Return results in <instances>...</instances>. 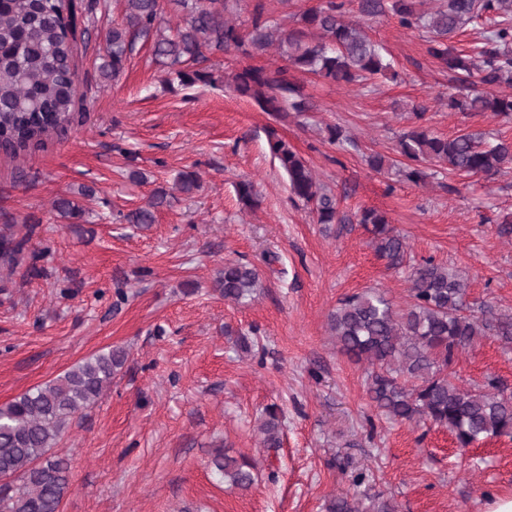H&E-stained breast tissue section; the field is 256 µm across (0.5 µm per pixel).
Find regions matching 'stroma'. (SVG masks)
Returning <instances> with one entry per match:
<instances>
[{
    "instance_id": "stroma-1",
    "label": "stroma",
    "mask_w": 512,
    "mask_h": 512,
    "mask_svg": "<svg viewBox=\"0 0 512 512\" xmlns=\"http://www.w3.org/2000/svg\"><path fill=\"white\" fill-rule=\"evenodd\" d=\"M74 0L75 64L83 116L67 133L20 159L0 152V235L29 236L37 273L0 264V404L84 360L123 348L110 388L71 425L56 450L72 482L61 512H324L354 491L394 499L399 512H486L512 497V437L460 452L446 429L394 423L366 394V366L336 349L328 318L343 297L376 288L404 305L406 271L377 257L358 223L383 212L406 237L412 262L461 270L469 300L512 316V168L491 176L439 174L427 184L375 172L366 154L395 157L413 107L441 136L482 132L512 138V119L448 105V75L426 53V34L382 16L366 29L392 62L390 75L337 84L300 80L313 112L281 122L222 84L225 73L285 60L211 55L216 85L164 82L150 43L137 42L117 81L103 79V31L120 21L118 0ZM356 137L338 149L325 125ZM287 140L336 196L340 223H318L294 197L270 152ZM143 172L145 183L130 181ZM202 188L158 209L141 229L126 214L181 171ZM252 182L258 208L236 187ZM92 188L89 197L81 187ZM73 195L86 221L71 224L53 200ZM279 260L267 264L268 253ZM259 270L263 288L245 304L215 284L225 261ZM255 334L247 353L238 334ZM462 386L499 380L512 394V344L481 339L454 366ZM283 414L281 445L262 446L266 406ZM257 465L252 489L224 483L210 464L217 445Z\"/></svg>"
}]
</instances>
